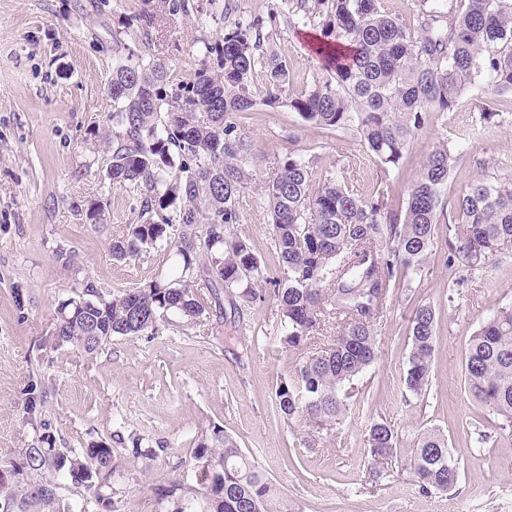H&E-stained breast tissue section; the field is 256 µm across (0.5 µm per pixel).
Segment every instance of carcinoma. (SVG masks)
I'll use <instances>...</instances> for the list:
<instances>
[{
    "label": "carcinoma",
    "instance_id": "cac0c4a2",
    "mask_svg": "<svg viewBox=\"0 0 512 512\" xmlns=\"http://www.w3.org/2000/svg\"><path fill=\"white\" fill-rule=\"evenodd\" d=\"M234 0H224V34L205 41L199 66L186 81L174 77L168 59L122 52L107 94L111 133L109 179L129 184L140 197L138 221L112 238L116 261L135 259L168 242L182 258L178 280L152 283L111 299L90 278L58 301L45 342L54 350L96 353L114 336H143L178 319L186 325L223 312L243 313L261 293L275 304L281 343L300 351L328 329L336 336L299 361L274 391L288 425L305 428L304 446L321 442L348 410V389L374 363L376 325L387 307L392 282L418 269L428 253L443 210V192L461 152L442 142L426 156L396 208L389 186L363 199L330 175L312 187L309 165L289 154L277 161L264 185L272 241L279 261L271 276L249 244L232 229L240 222L238 198L252 179L249 137L234 116L257 105L286 107L320 128H352L381 166L398 165L432 112L455 108L469 96L483 119L486 96L512 95V0H415L412 19L381 10L380 0H280L265 17L230 19ZM202 10L198 0H140L134 19L145 44L161 16L186 18ZM287 16L293 29L315 31L322 73L298 95L289 94L288 61L269 47ZM264 73L262 98L253 77ZM86 224L105 223L101 200L76 206ZM207 223L200 230V210ZM448 246L457 262L473 270L512 247V179H477L448 202ZM436 311L414 310L405 384L418 396L429 386ZM469 394L512 431V306L480 324L465 360ZM47 384L29 379L23 419L42 431L40 446L21 450L0 464V512H126L113 485L128 475L131 461H156L167 448H119L99 439L82 448H59L41 418ZM365 474L383 477L382 461L393 457L390 423L368 430ZM191 483L173 479L155 488L159 512H288L281 488L262 472L225 430L196 436L189 460ZM410 470L425 493L446 492L457 480L458 459L445 437H420ZM84 489L72 499L65 487Z\"/></svg>",
    "mask_w": 512,
    "mask_h": 512
}]
</instances>
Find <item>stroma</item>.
Instances as JSON below:
<instances>
[{
	"label": "stroma",
	"mask_w": 512,
	"mask_h": 512,
	"mask_svg": "<svg viewBox=\"0 0 512 512\" xmlns=\"http://www.w3.org/2000/svg\"><path fill=\"white\" fill-rule=\"evenodd\" d=\"M92 0H0V460L17 458L38 434L23 422L29 377L48 383L42 415L61 448L121 434L143 446L163 442L165 460L136 461L119 491L129 512H157L154 489L175 478L198 432L214 428L239 445L285 492L290 512H512V433L468 393L465 358L479 325L512 306V251L467 271L448 259L437 238L417 273L396 281L388 313L378 325V359L351 391L350 409L327 441L303 447L298 429L279 415L273 388L298 361L279 341L271 300L244 308L242 323L207 319L189 328L113 337L88 355L43 349L59 299L90 277L112 297L181 273L174 245L117 262L110 243L135 223L139 197L106 174L103 146L94 138L112 110L106 92L116 59L114 40L142 52L131 17L137 0H110L104 12ZM224 33L222 18L200 12L168 19L166 42L178 45L170 63L178 78L196 68L203 41ZM307 35L280 25L270 44L290 66V89L301 93L320 64ZM499 115L484 122L470 101L433 113L398 166H379L350 130L330 131L285 108L257 106L239 113L253 146V179L239 199L238 237L248 241L270 271L272 247L264 185L279 158L293 153L310 167L312 182L341 175L370 198L390 184L402 196L426 155L439 142L464 154L447 195L457 196L479 177H512V97H498ZM106 204V223L86 224L73 202ZM428 304L436 311L430 385L418 397L406 387L410 318ZM386 419L396 433L389 473L368 483L363 461L372 421ZM437 429L460 463L454 489L422 494L408 461L424 432Z\"/></svg>",
	"instance_id": "stroma-1"
}]
</instances>
